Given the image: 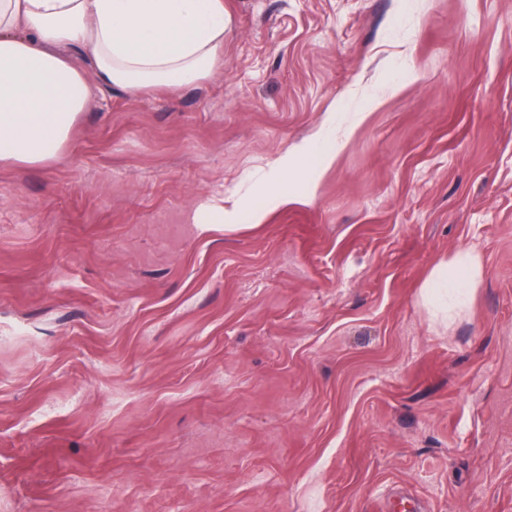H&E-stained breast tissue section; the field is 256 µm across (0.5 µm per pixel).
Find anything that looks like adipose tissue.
<instances>
[{"mask_svg": "<svg viewBox=\"0 0 512 512\" xmlns=\"http://www.w3.org/2000/svg\"><path fill=\"white\" fill-rule=\"evenodd\" d=\"M226 25L224 0H0V160L38 165L58 156L94 84L137 93L207 79L221 62ZM72 50L93 60L94 77L70 62ZM343 146L319 134L275 161L267 197L287 199L289 178L326 168ZM482 272L472 248L434 266L419 290L432 324L466 314Z\"/></svg>", "mask_w": 512, "mask_h": 512, "instance_id": "ef3b65f1", "label": "adipose tissue"}]
</instances>
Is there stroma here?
<instances>
[{"label":"stroma","mask_w":512,"mask_h":512,"mask_svg":"<svg viewBox=\"0 0 512 512\" xmlns=\"http://www.w3.org/2000/svg\"><path fill=\"white\" fill-rule=\"evenodd\" d=\"M224 8L208 79L98 86L59 156L0 161V512H512V0ZM344 145L340 137L318 134L294 156L275 161L274 175L266 187V196L276 202L287 199L288 177L304 178L313 170L326 168ZM285 171H288V177L282 173ZM482 272V256L473 248L461 249L434 266L419 290L420 305L433 325L448 328L466 314Z\"/></svg>","instance_id":"1"}]
</instances>
